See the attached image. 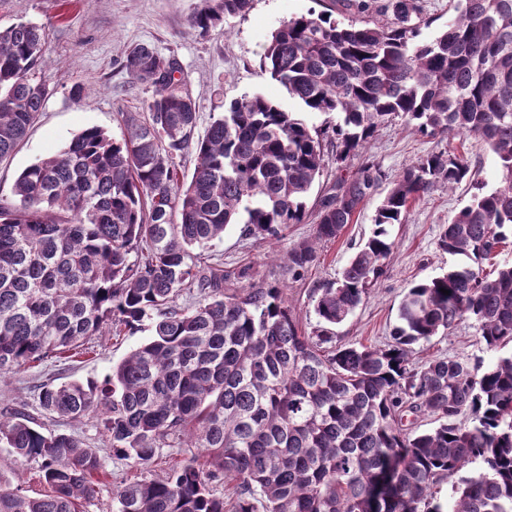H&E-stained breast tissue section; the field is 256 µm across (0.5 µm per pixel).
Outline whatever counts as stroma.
<instances>
[{
    "instance_id": "obj_1",
    "label": "stroma",
    "mask_w": 512,
    "mask_h": 512,
    "mask_svg": "<svg viewBox=\"0 0 512 512\" xmlns=\"http://www.w3.org/2000/svg\"><path fill=\"white\" fill-rule=\"evenodd\" d=\"M198 4L199 0H0L1 29L20 21L44 26L39 72L54 90L25 139L0 160V203H14V184L24 169L64 148L82 130L98 127L119 140L127 133V114L146 116L152 90L122 67L125 55L140 44L176 59L185 87L197 104L198 133H205L231 102L254 94L296 113L310 128L323 130L338 123V114L306 108L262 71L261 60L270 34L290 18L326 12L337 20L351 19L352 12L343 0H253L248 12L226 18L204 35L189 24ZM77 84L82 87L78 96L72 93ZM448 149L465 157L468 177L454 190L437 188L412 204L403 223L391 230L394 249L385 274L364 304L335 328L345 344L384 343L408 289L459 262L438 246L442 224L451 221L474 194L490 191L499 183L497 160L480 137H433L416 132L400 118L379 128L367 148L382 175L376 191L341 236L321 247L316 264L299 281L289 279L280 257L293 244L312 236L310 222L288 225L277 240L246 234L243 225L237 224L207 253L224 271H246L247 282L284 286L303 328L312 330L317 324L314 288L336 279L367 238L376 209L393 181L418 158ZM150 329L146 321L118 336H96L93 353L76 361L48 362L9 375L0 381V413L20 405L36 413L40 384L102 379L149 337ZM485 355L469 322L418 348L422 360L433 356L471 360Z\"/></svg>"
}]
</instances>
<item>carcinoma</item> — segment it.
<instances>
[{"mask_svg":"<svg viewBox=\"0 0 512 512\" xmlns=\"http://www.w3.org/2000/svg\"><path fill=\"white\" fill-rule=\"evenodd\" d=\"M251 3L201 0L190 25L206 33ZM419 14L418 0H388L384 22L301 15L271 34L263 58L306 108L340 114L338 162L400 117L420 133L478 135L500 164L498 186L442 225L439 247L466 262L409 288L384 344H342L333 328L385 272L391 228L412 203L467 177V160L451 150L394 180L371 235L313 290L309 334L284 289L226 288L231 275L202 264L201 251L232 224L277 240L303 223L325 167L324 132L253 95L200 136L177 62L147 45L125 59L153 89L147 118L128 115L120 142L83 130L25 169L17 202L0 205V380L154 317L151 337L102 381L45 384L38 395L47 414L96 423L112 456L137 469L165 448L203 450L204 462L164 478L120 482L116 512H512V355L414 361L417 345L465 321L488 352L512 343V266L483 269L512 233V0H460L426 43L415 41ZM44 43L31 22L0 29V159L52 92L36 75ZM190 152L194 172L181 183L176 159ZM378 180L365 161L336 183L313 237L283 257L293 280ZM191 290L197 305L179 306ZM424 415L437 425L418 433ZM0 445L37 463L46 486L29 496L0 483V512H87L97 498L106 457L76 435L15 411L0 418ZM453 476L443 504L435 487Z\"/></svg>","mask_w":512,"mask_h":512,"instance_id":"obj_1","label":"carcinoma"}]
</instances>
